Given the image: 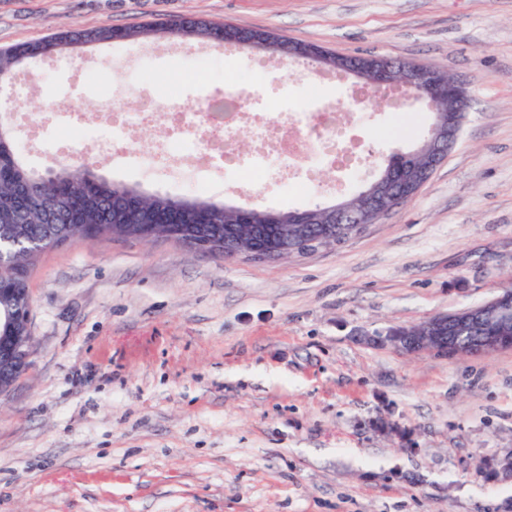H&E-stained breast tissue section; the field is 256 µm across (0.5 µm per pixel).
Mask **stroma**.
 Wrapping results in <instances>:
<instances>
[{
    "label": "stroma",
    "instance_id": "35a3bbf8",
    "mask_svg": "<svg viewBox=\"0 0 512 512\" xmlns=\"http://www.w3.org/2000/svg\"><path fill=\"white\" fill-rule=\"evenodd\" d=\"M200 18L344 55L424 62L471 98L461 138L415 198L342 245L269 262L158 239H73L30 271L29 366L0 394V512H512V349L477 357L369 346L359 331L479 305L512 284V0H0V49L64 29ZM207 41L88 43L18 71L5 106L26 165L96 160L148 195L273 210L360 190L369 151L412 148L422 106L348 112L341 166L274 171L251 193L160 121L89 148L113 110L262 86L293 109L353 79ZM83 125L59 140L65 113Z\"/></svg>",
    "mask_w": 512,
    "mask_h": 512
}]
</instances>
